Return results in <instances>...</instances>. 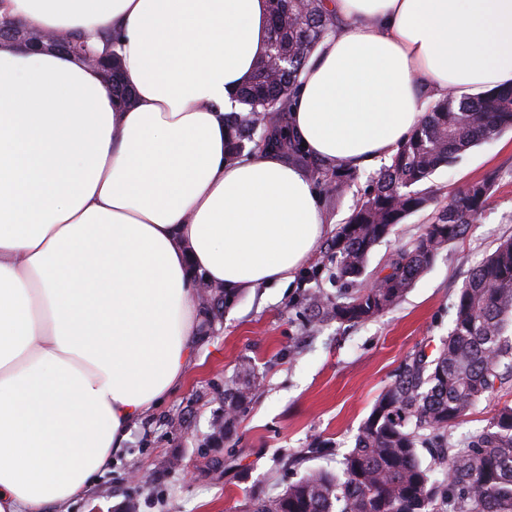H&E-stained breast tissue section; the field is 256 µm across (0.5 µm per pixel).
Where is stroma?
I'll return each instance as SVG.
<instances>
[{
    "instance_id": "obj_1",
    "label": "stroma",
    "mask_w": 512,
    "mask_h": 512,
    "mask_svg": "<svg viewBox=\"0 0 512 512\" xmlns=\"http://www.w3.org/2000/svg\"><path fill=\"white\" fill-rule=\"evenodd\" d=\"M497 180L490 206L463 239L444 249L401 301L369 322L309 325L307 294H339L324 246L291 287L245 288L210 311L187 367L183 387L137 422L113 455L112 468L89 494L50 512H244L252 495L274 494L309 470L336 467L354 444L377 397L402 361L416 350L434 353L452 327L454 304L471 269L500 238L512 236V129L470 148L427 181L437 205L489 174ZM376 169L361 170L338 199L323 197L331 228L351 214ZM429 212L413 214L376 246L368 264L377 271L410 245ZM250 362L261 383L232 429L224 427V387ZM512 405V377L458 425L462 438L486 426L497 407Z\"/></svg>"
}]
</instances>
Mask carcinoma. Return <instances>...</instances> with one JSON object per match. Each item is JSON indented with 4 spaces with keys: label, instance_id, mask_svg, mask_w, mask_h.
<instances>
[{
    "label": "carcinoma",
    "instance_id": "cac0c4a2",
    "mask_svg": "<svg viewBox=\"0 0 512 512\" xmlns=\"http://www.w3.org/2000/svg\"><path fill=\"white\" fill-rule=\"evenodd\" d=\"M267 51L239 95L242 110L224 115L226 158L276 147L304 167L331 196L356 178L350 169L313 161L290 134V93L307 60L337 32L322 0H268ZM512 127V87L482 95L446 94L426 110L422 124L401 143L390 164L328 243L326 257L346 292L332 299L309 294L312 320L358 325L396 305L443 249L465 235L489 206L496 177L469 184L436 208L410 246L397 250L366 285L375 247L409 215L434 203L420 188L477 143ZM512 236L471 270L460 288L448 337L436 354L412 353L375 401L337 472L311 470L277 494L249 501L247 512H512V405L495 410L487 426L453 440L456 426L512 373ZM259 381L250 363L224 389V425L255 397ZM426 449L427 462L420 449Z\"/></svg>",
    "mask_w": 512,
    "mask_h": 512
}]
</instances>
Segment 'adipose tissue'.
Segmentation results:
<instances>
[{
  "instance_id": "1",
  "label": "adipose tissue",
  "mask_w": 512,
  "mask_h": 512,
  "mask_svg": "<svg viewBox=\"0 0 512 512\" xmlns=\"http://www.w3.org/2000/svg\"><path fill=\"white\" fill-rule=\"evenodd\" d=\"M324 5L341 32L303 68L291 128L328 165L388 161L425 91L512 86V0ZM2 16L110 34L135 92L123 105L73 57L0 43V512H46L183 386L199 282L287 287L328 224L300 167L224 157L267 0H0Z\"/></svg>"
}]
</instances>
